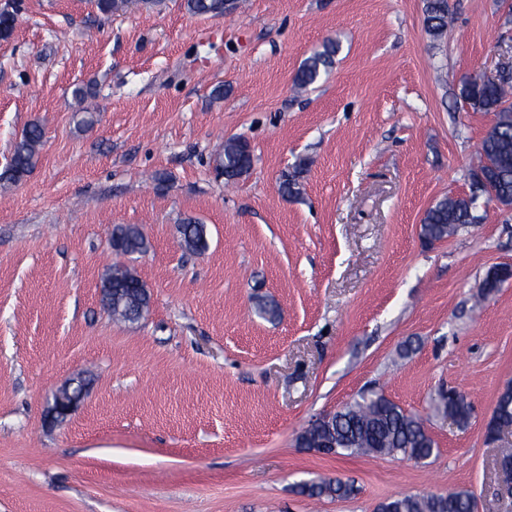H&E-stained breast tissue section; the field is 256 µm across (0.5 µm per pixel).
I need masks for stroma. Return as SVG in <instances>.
<instances>
[{
    "label": "stroma",
    "mask_w": 512,
    "mask_h": 512,
    "mask_svg": "<svg viewBox=\"0 0 512 512\" xmlns=\"http://www.w3.org/2000/svg\"><path fill=\"white\" fill-rule=\"evenodd\" d=\"M439 37L424 0H236L193 16L184 0H19L0 39V169L30 123L33 171L0 184V512H375L397 493L464 488L512 512L486 424L512 381V209L479 195L477 221L434 244L426 209L471 192L493 125L459 99L463 76L512 64V0H449ZM328 74L293 76L326 40ZM94 84V123L77 86ZM252 166L217 177L226 140ZM305 159L301 192L283 172ZM206 224L185 251L179 227ZM118 224L147 252L111 246ZM133 268L150 304L114 320L100 286ZM280 306L256 315L254 298ZM90 384L64 420L55 390ZM467 395L460 426L440 389ZM381 391L437 444L415 463L301 447L315 418ZM341 479L347 499L299 494ZM307 163L305 160H299L292 167V171L283 175L280 182V191L283 196L295 197L300 194V177L306 171ZM181 246L186 250L201 253L208 247L207 227L205 224L188 221L182 224L181 229ZM112 248L123 255L144 253L147 240L139 227L131 224L116 225L112 231ZM511 272L507 266L495 267L486 273L480 288V295L483 299L495 294L506 279L511 277ZM505 281V282H504Z\"/></svg>",
    "instance_id": "stroma-1"
}]
</instances>
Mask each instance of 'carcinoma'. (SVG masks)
<instances>
[{"mask_svg":"<svg viewBox=\"0 0 512 512\" xmlns=\"http://www.w3.org/2000/svg\"><path fill=\"white\" fill-rule=\"evenodd\" d=\"M184 7L191 15H222L224 0H184ZM451 12L448 0H425L424 22L429 32L441 35L448 28ZM338 45L329 41L322 49L307 57L296 71L293 83L298 89H308L317 83L322 74L332 66ZM460 98L463 105L475 112H493L496 119L478 149L485 180L493 191L492 200L509 209L512 207V72L498 82L487 84L478 75L461 79ZM42 128L30 124L21 139L15 143L9 162L0 173V182L17 183L28 175L38 162L42 142ZM252 164L249 143L242 138L225 142L224 152L216 160V171L227 182L235 181L248 173ZM307 163L300 160L292 171L283 175L280 191L286 197L300 194V177ZM477 196L443 197L424 213L420 235L429 242L448 239L476 220L473 208ZM181 246L201 253L208 247L207 227L189 221L181 225ZM112 248L123 255L144 253L147 240L139 227L131 224L117 225L112 231ZM512 277L506 266L495 267L486 273L480 295L486 299ZM102 287L112 289V316L118 320L134 321L149 306L148 292L135 271L122 265L113 266L105 276ZM255 312L266 319H274L279 307L272 299L261 298L255 302ZM437 400L444 413L459 425L466 424L473 406L468 397L455 388L440 391ZM512 429V382L506 383L495 402L486 434L492 440ZM331 438L333 454L373 456H401L422 462L436 450V442L423 419L405 412L382 392L372 391L342 406L318 425L305 429L298 436L305 448H319L325 438ZM299 492L312 498H349L356 493L353 484L340 479H320L299 485ZM473 495L466 489L453 490L446 495L398 494L380 502L376 512H472Z\"/></svg>","mask_w":512,"mask_h":512,"instance_id":"cac0c4a2","label":"carcinoma"}]
</instances>
